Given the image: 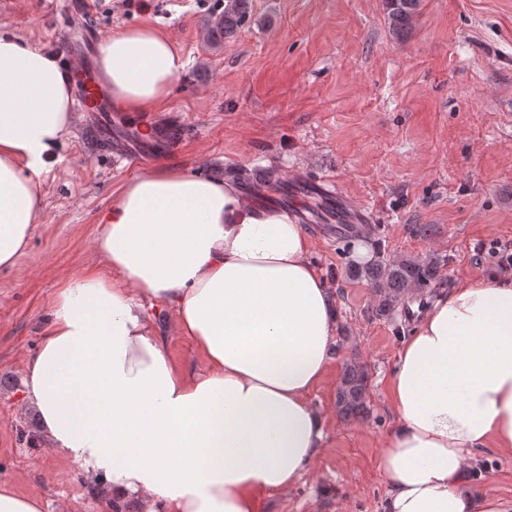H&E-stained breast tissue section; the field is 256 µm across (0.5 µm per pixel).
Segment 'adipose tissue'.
Returning a JSON list of instances; mask_svg holds the SVG:
<instances>
[{"label":"adipose tissue","mask_w":512,"mask_h":512,"mask_svg":"<svg viewBox=\"0 0 512 512\" xmlns=\"http://www.w3.org/2000/svg\"><path fill=\"white\" fill-rule=\"evenodd\" d=\"M112 104L164 111L185 67L146 26L102 40ZM75 97L57 54L0 26V268L14 267L60 163ZM102 266L71 279L25 365L23 409L48 445L149 512H259L320 456L309 401L332 361L336 293L287 210L239 182L156 167L125 183L97 236ZM172 307L204 371L168 359L146 302ZM382 451L385 512H512L475 495V451H512V274L435 295L399 350Z\"/></svg>","instance_id":"adipose-tissue-1"}]
</instances>
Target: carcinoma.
<instances>
[{"label":"carcinoma","mask_w":512,"mask_h":512,"mask_svg":"<svg viewBox=\"0 0 512 512\" xmlns=\"http://www.w3.org/2000/svg\"><path fill=\"white\" fill-rule=\"evenodd\" d=\"M419 5L420 0H387L394 35L404 34ZM249 18L250 0H227L224 15L211 24V44H222L224 38L234 35ZM440 263L439 258L431 256L387 261L378 258L367 265L348 268V274L365 280L374 289L375 303L371 313L387 319L396 314L408 290L428 288L435 282ZM368 388L369 373L365 364L356 360L347 364L335 398L341 418L360 420L368 416Z\"/></svg>","instance_id":"1"}]
</instances>
